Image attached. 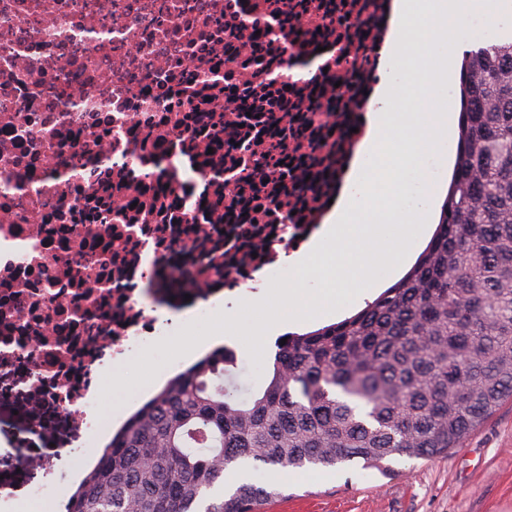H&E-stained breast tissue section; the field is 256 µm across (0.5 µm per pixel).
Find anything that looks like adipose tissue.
<instances>
[{
    "label": "adipose tissue",
    "instance_id": "1",
    "mask_svg": "<svg viewBox=\"0 0 512 512\" xmlns=\"http://www.w3.org/2000/svg\"><path fill=\"white\" fill-rule=\"evenodd\" d=\"M505 0H392L389 26L379 49V80L362 117L363 136L345 171L335 201L321 224L286 256L295 271L315 267L328 286L321 293L297 280L275 283L280 307L260 294L247 299L262 325L214 316L207 337L184 351L187 361L224 345L264 349L268 339L324 317L334 305L363 298L403 275L424 243L441 206L439 185L426 163H454L458 115L442 101L458 81L464 43L499 26ZM417 183L420 204L405 201Z\"/></svg>",
    "mask_w": 512,
    "mask_h": 512
}]
</instances>
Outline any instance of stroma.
Here are the masks:
<instances>
[{"mask_svg":"<svg viewBox=\"0 0 512 512\" xmlns=\"http://www.w3.org/2000/svg\"><path fill=\"white\" fill-rule=\"evenodd\" d=\"M209 317L184 318L170 337L150 341L129 361L103 371L99 392L89 410L94 416H114L141 397L158 368L167 375L180 372L182 348L201 340ZM274 347L259 353L237 350L238 368L224 384L238 398L254 391L274 357ZM49 441L35 434L25 414L0 405V476L22 481L27 458L47 455ZM386 476L361 462L329 468L250 471L258 485L278 486L280 497L263 505L262 512H512V399L481 424L462 447L433 458L392 461Z\"/></svg>","mask_w":512,"mask_h":512,"instance_id":"1","label":"stroma"}]
</instances>
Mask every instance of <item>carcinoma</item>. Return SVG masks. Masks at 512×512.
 <instances>
[{
    "label": "carcinoma",
    "instance_id": "obj_1",
    "mask_svg": "<svg viewBox=\"0 0 512 512\" xmlns=\"http://www.w3.org/2000/svg\"><path fill=\"white\" fill-rule=\"evenodd\" d=\"M455 172L413 267L356 314L276 345L249 398L222 347L131 416L66 512H257L273 469L427 458L462 446L512 397V39L465 51Z\"/></svg>",
    "mask_w": 512,
    "mask_h": 512
}]
</instances>
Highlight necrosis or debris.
<instances>
[{
    "instance_id": "necrosis-or-debris-1",
    "label": "necrosis or debris",
    "mask_w": 512,
    "mask_h": 512,
    "mask_svg": "<svg viewBox=\"0 0 512 512\" xmlns=\"http://www.w3.org/2000/svg\"><path fill=\"white\" fill-rule=\"evenodd\" d=\"M291 3L284 28L281 0H0V404L71 443L29 465V488L61 460L85 470L99 368L161 335L149 304L201 314L257 291L260 270L293 278L279 255L354 150L385 11ZM322 47L350 56L293 79ZM266 152L284 182L254 175Z\"/></svg>"
}]
</instances>
